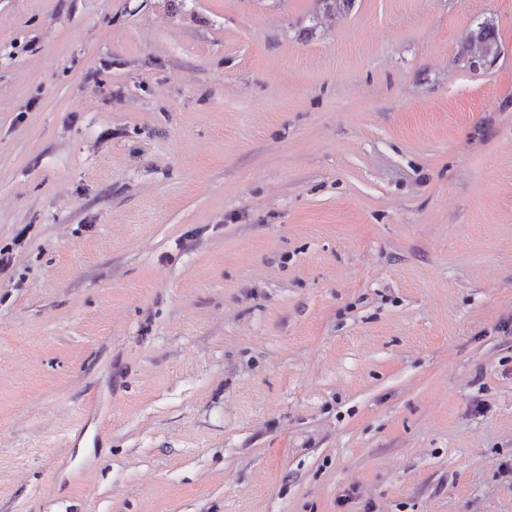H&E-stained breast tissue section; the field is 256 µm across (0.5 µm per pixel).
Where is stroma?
<instances>
[{
	"label": "stroma",
	"mask_w": 512,
	"mask_h": 512,
	"mask_svg": "<svg viewBox=\"0 0 512 512\" xmlns=\"http://www.w3.org/2000/svg\"><path fill=\"white\" fill-rule=\"evenodd\" d=\"M0 249V512H512V0H0Z\"/></svg>",
	"instance_id": "obj_1"
}]
</instances>
